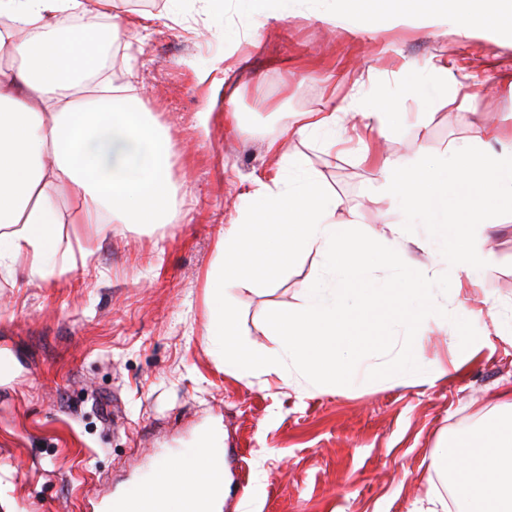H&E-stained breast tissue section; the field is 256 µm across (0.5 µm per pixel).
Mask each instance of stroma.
<instances>
[{
	"mask_svg": "<svg viewBox=\"0 0 512 512\" xmlns=\"http://www.w3.org/2000/svg\"><path fill=\"white\" fill-rule=\"evenodd\" d=\"M236 0H158L149 29L123 32L103 77L132 86L172 143L178 186L173 223L62 224L86 263L54 277L0 268V512H103L134 488L160 453L196 447L212 428L229 450L223 512H429L449 503L435 465L442 440L475 430L512 395V223L488 228L492 263L472 269L444 304L471 317L450 335L430 324L415 344L435 378L402 380L389 342L364 355L350 383L314 387L217 367L206 330V276L216 243L255 180L273 176L267 150L295 113L357 96L361 111L388 109L368 143L354 133L294 140L299 157L367 232L399 221L376 199L363 151L443 161L449 145L493 123L512 146V27L459 15L391 12L352 0H297L277 19ZM257 42H245L246 32ZM241 67L224 74V51ZM445 62L456 100L419 94L430 64ZM318 257L290 267L267 290H239L240 329L301 303L321 274Z\"/></svg>",
	"mask_w": 512,
	"mask_h": 512,
	"instance_id": "obj_1",
	"label": "stroma"
}]
</instances>
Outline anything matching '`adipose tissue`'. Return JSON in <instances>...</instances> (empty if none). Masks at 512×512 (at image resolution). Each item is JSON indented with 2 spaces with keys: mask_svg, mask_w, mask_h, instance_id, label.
<instances>
[{
  "mask_svg": "<svg viewBox=\"0 0 512 512\" xmlns=\"http://www.w3.org/2000/svg\"><path fill=\"white\" fill-rule=\"evenodd\" d=\"M115 0H0V48L10 65H0V267L26 264L30 275L47 277V261L60 244L63 223L54 193L67 187L78 199L79 224H168L177 188L170 176L168 137L126 88L91 85L102 68L99 38L74 30L58 33L60 15L91 12L112 16L113 29L126 18L113 15ZM352 112L328 106L298 113L268 144L281 153L286 141L332 134L353 120ZM499 132L483 127L472 143L452 145L449 160L432 164L388 156L370 157L378 192L400 213L399 223L369 237L336 220L341 202L299 162L287 176L259 183L248 204L225 228L207 275L210 324L219 337L216 365L248 376L298 375L322 386L352 379L357 355L383 338L377 319L420 327L424 316L454 327L471 314L465 302H437L449 279L486 256L475 232L494 215L496 199L512 202V149L495 152ZM427 226L420 251L434 258L425 272L407 262L406 226ZM320 257L337 277L332 292L319 279L302 289V303L271 311L262 326L272 346L254 347L238 335L233 290L270 284L299 258ZM392 263L393 280L375 268ZM437 463L461 490L468 512H512V406L488 416L475 432L444 442ZM224 467L222 448L208 443L177 456L169 480L155 494L164 512H222L209 482ZM182 489L184 498L172 496Z\"/></svg>",
  "mask_w": 512,
  "mask_h": 512,
  "instance_id": "ef3b65f1",
  "label": "adipose tissue"
}]
</instances>
